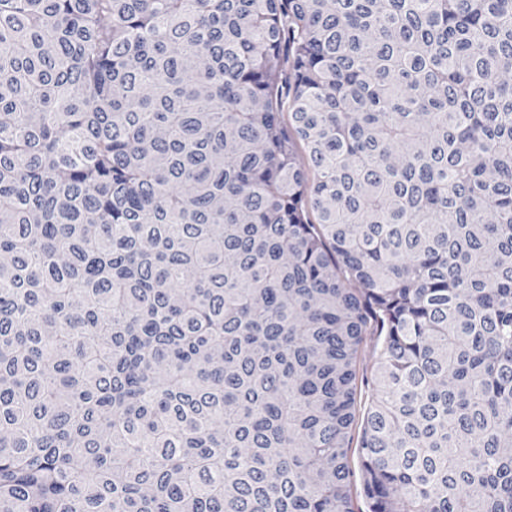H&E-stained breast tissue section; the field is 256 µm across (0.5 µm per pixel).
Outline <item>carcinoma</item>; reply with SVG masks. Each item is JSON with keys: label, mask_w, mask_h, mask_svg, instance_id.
<instances>
[{"label": "carcinoma", "mask_w": 512, "mask_h": 512, "mask_svg": "<svg viewBox=\"0 0 512 512\" xmlns=\"http://www.w3.org/2000/svg\"><path fill=\"white\" fill-rule=\"evenodd\" d=\"M509 73L512 0H0V512H353L374 331L370 512H512ZM383 348L379 336H365L358 353V394L357 417L351 430V444L348 452V463L351 471L352 508L354 512H369V501L365 498L363 487V470L358 454V444L363 429V418L369 408L375 385L373 375L379 363Z\"/></svg>", "instance_id": "carcinoma-1"}]
</instances>
